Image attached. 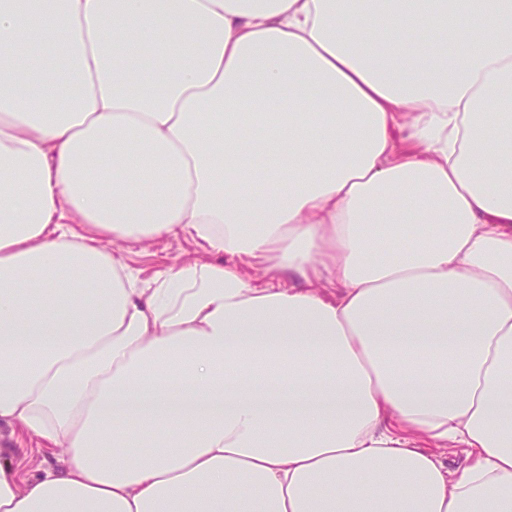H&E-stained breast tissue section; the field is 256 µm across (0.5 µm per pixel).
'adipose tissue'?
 <instances>
[{"label":"adipose tissue","instance_id":"adipose-tissue-1","mask_svg":"<svg viewBox=\"0 0 512 512\" xmlns=\"http://www.w3.org/2000/svg\"><path fill=\"white\" fill-rule=\"evenodd\" d=\"M1 420L0 512H512V0H0ZM126 265L140 279L147 280L159 270L165 269L172 263L190 260L203 256V250L190 240L161 239L154 244L132 247L123 252ZM26 436L19 428L0 425V464H8L19 476L31 478L55 458Z\"/></svg>","mask_w":512,"mask_h":512}]
</instances>
